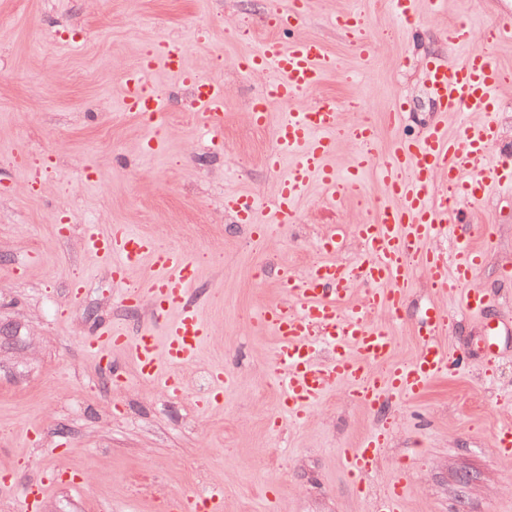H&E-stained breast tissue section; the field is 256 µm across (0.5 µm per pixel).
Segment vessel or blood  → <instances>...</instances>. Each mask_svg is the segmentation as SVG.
<instances>
[{
    "mask_svg": "<svg viewBox=\"0 0 512 512\" xmlns=\"http://www.w3.org/2000/svg\"><path fill=\"white\" fill-rule=\"evenodd\" d=\"M303 20V0H289L279 35L265 39L242 64L243 71L265 79L250 112L254 124H266L270 103L292 106L274 132L275 147L267 158L271 168L283 163L288 166L274 197L271 220H264L254 200L246 196L224 198L226 209L239 222L252 226L253 238L261 246L268 241L271 224L294 223L297 202L313 181H321L330 201L341 200L347 192L360 188L361 171L375 164L377 156L374 127L360 123L348 132L358 150L356 165L342 177L330 166L339 124L335 103L324 99L300 106L296 99L319 87L335 69L336 60L321 41L295 36ZM334 24L354 40L362 54L373 52V42L361 36V15L341 13ZM285 32L291 33L290 41L282 40ZM446 34L451 46L467 48L468 53L458 63L434 57L424 65L423 83L439 119L429 125L424 136L400 137L393 145L391 162L381 166V180L394 203L385 207L379 223L356 225L364 244L356 271L336 261V239L327 237L320 246L323 257L316 264L301 273L282 270L277 280L282 301L257 317L260 326L276 338L273 368L283 395L282 408L291 417H302L337 383L351 385L353 398L375 409L389 398L422 394L433 379L451 370L450 356L435 341L448 324L447 312L440 305H429L417 321L414 333L421 342L420 350L405 362L392 360L388 328L371 324L367 317L372 310L384 307L394 313L406 305L410 256L423 253L422 266L435 287H461L468 312L485 315L493 303L491 294L471 286L481 262L478 249L462 246L450 265L426 247L448 223L450 212L443 192L453 190L459 200L474 205L486 198L492 184L512 183V156L496 162L491 159L502 138L498 124L471 122L453 137L444 126L452 113L494 111L496 92L503 84L502 70L486 49L476 46L470 24L449 25ZM183 57L184 50L176 43L163 44L145 56L137 69L123 77V106L149 121L167 112V99L148 83L157 69H165L192 84L203 122L213 141H222L224 85L186 70ZM84 243L92 256L111 267L114 281L124 286L127 303L151 300L156 320L155 326L142 328L133 337L118 324L97 330L85 338V350L97 357L113 353L130 359L141 381L171 394L182 392L179 370L195 360L209 334L208 325L188 300L197 282L195 262L181 250L159 248L151 237L130 233L120 225L106 233L97 225H88ZM146 260L151 263L152 275L143 287H126L127 273ZM356 281L364 287L363 305L342 308ZM161 334L166 337L162 345L157 342ZM320 340L331 352L324 363L316 359ZM383 445L384 435L378 431L369 435L362 447L343 449L341 459L348 475L365 481ZM50 487L45 480L26 484L22 496L27 512H37ZM403 499L404 483L395 481L376 498L374 512H402ZM171 508L173 512H224V489L213 487L206 495L173 502Z\"/></svg>",
    "mask_w": 512,
    "mask_h": 512,
    "instance_id": "vessel-or-blood-1",
    "label": "vessel or blood"
}]
</instances>
